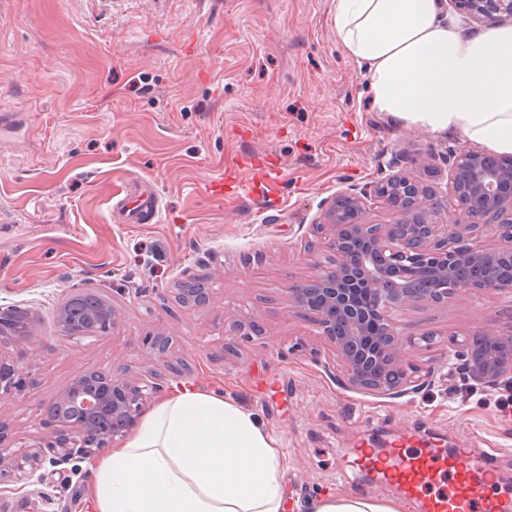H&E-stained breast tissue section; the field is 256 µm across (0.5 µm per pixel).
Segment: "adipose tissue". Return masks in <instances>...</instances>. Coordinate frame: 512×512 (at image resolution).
<instances>
[{"mask_svg":"<svg viewBox=\"0 0 512 512\" xmlns=\"http://www.w3.org/2000/svg\"><path fill=\"white\" fill-rule=\"evenodd\" d=\"M343 53L364 67L373 109L432 135L512 154V23L466 29L441 0H332ZM94 512H283L278 441L215 391L176 385L136 433L90 465ZM314 512H398L325 493Z\"/></svg>","mask_w":512,"mask_h":512,"instance_id":"obj_1","label":"adipose tissue"}]
</instances>
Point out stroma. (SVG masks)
Returning a JSON list of instances; mask_svg holds the SVG:
<instances>
[{"instance_id": "1", "label": "stroma", "mask_w": 512, "mask_h": 512, "mask_svg": "<svg viewBox=\"0 0 512 512\" xmlns=\"http://www.w3.org/2000/svg\"><path fill=\"white\" fill-rule=\"evenodd\" d=\"M1 108L18 112L23 129L0 139V305L28 309L38 338L22 392L0 401L17 442L51 441L41 401L88 369L122 372L146 337L164 334L190 381L278 439L286 512L357 490L413 512L394 488L336 471L357 449L397 447L414 433L476 449L512 491V381L476 383L453 361L458 336L512 332V296L406 307L407 332L433 336L407 352L418 381L369 395L349 385L288 292L329 255L313 224L336 191L466 145L371 110L362 68L336 42L332 0H0ZM251 154L283 170L269 198L201 193ZM131 177L160 195L158 223L110 221ZM187 274L206 277L211 306L174 299ZM71 288L110 300L120 328L61 337L54 313ZM240 320L261 333L230 335ZM44 473L40 512H63L73 495L91 512L88 483L69 465Z\"/></svg>"}]
</instances>
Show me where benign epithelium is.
Returning a JSON list of instances; mask_svg holds the SVG:
<instances>
[{
    "instance_id": "benign-epithelium-1",
    "label": "benign epithelium",
    "mask_w": 512,
    "mask_h": 512,
    "mask_svg": "<svg viewBox=\"0 0 512 512\" xmlns=\"http://www.w3.org/2000/svg\"><path fill=\"white\" fill-rule=\"evenodd\" d=\"M448 5L480 26L512 22V0H448ZM411 168L393 170L361 188L347 187L327 201L316 223L331 252L314 273L288 287L296 308L314 315L343 361L350 386L365 394L389 395L413 383L404 368L412 339L398 313L416 303L441 304L471 292L512 295V276L500 264L512 262V158L463 147L448 159L444 186L427 183L417 172L434 167L419 154ZM453 210L454 220L443 217ZM380 219L369 220L372 212ZM426 268L427 288L394 280L399 268ZM178 299L188 306H206L212 289L196 277L180 281ZM91 295L69 290L59 301L54 325L65 337H99L115 331L120 317L105 300L94 313L97 322L81 332L71 329L72 307ZM488 348L479 360L466 357L471 379L495 385L512 376V339L481 333ZM31 313L17 306L0 307V399L19 390L22 357L5 348L26 345L34 350ZM171 348L159 334L129 375L119 379L106 368L84 371L43 404L45 421L56 428L55 440L17 445L0 420V484L12 479L42 484L45 464L58 466L87 459L93 451L115 445L138 426L145 407L164 379L161 366Z\"/></svg>"
}]
</instances>
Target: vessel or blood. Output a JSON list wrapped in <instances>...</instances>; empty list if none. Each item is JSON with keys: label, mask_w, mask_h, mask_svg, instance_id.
Masks as SVG:
<instances>
[{"label": "vessel or blood", "mask_w": 512, "mask_h": 512, "mask_svg": "<svg viewBox=\"0 0 512 512\" xmlns=\"http://www.w3.org/2000/svg\"><path fill=\"white\" fill-rule=\"evenodd\" d=\"M276 173L248 168L240 183L250 193L268 191ZM128 224L158 222L161 198L155 192L128 195L116 203ZM362 466L377 481L395 487L414 512H512V494L499 491L486 459L471 448L448 450L409 437L403 447L364 458Z\"/></svg>", "instance_id": "vessel-or-blood-1"}]
</instances>
